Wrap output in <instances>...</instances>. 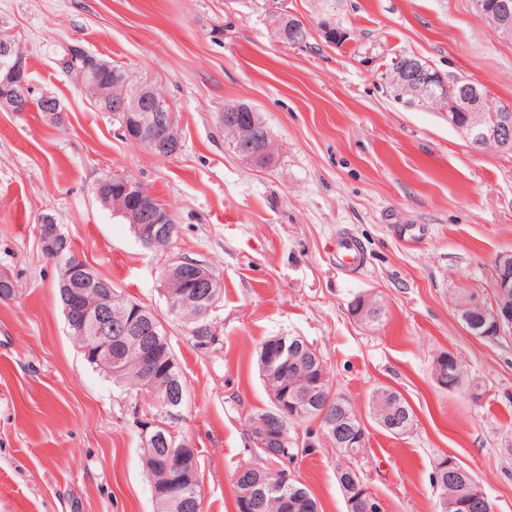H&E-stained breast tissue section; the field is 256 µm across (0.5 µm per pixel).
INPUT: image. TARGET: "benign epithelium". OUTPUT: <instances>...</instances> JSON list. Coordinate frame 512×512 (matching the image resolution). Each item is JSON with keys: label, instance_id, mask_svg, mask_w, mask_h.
Listing matches in <instances>:
<instances>
[{"label": "benign epithelium", "instance_id": "benign-epithelium-1", "mask_svg": "<svg viewBox=\"0 0 512 512\" xmlns=\"http://www.w3.org/2000/svg\"><path fill=\"white\" fill-rule=\"evenodd\" d=\"M480 13L495 14L499 24L512 20V0H475ZM402 76V84L407 93L415 95L429 87L432 82L442 79L439 72L424 69L413 58L397 54L391 59V65H381L376 69L380 79L385 81L389 71ZM26 64L22 54L16 52L10 39L0 38V108L12 112H24L29 103L32 86L23 75ZM80 83L92 90L94 100L108 105L112 111L125 117L123 131L126 137L138 144L146 145L154 151H165L172 141L169 130L172 115L160 110L166 96L149 84L135 83L132 90L115 96L112 85L100 83L95 78L81 72ZM484 98L479 86L465 81L459 86L458 102L444 110L448 115V124L464 132L469 147L479 152L493 144L498 150L512 152V114L488 119L483 107ZM238 109L225 110L224 130L230 132L229 138L235 152L243 159L257 163L271 156L270 146L257 142L255 130L260 123L259 113L252 112L247 119L237 115ZM116 212L135 224L136 237L144 245H152L158 240L173 235L174 226L169 212L139 211L121 203ZM43 252L57 257V241L63 237L61 228L56 224L40 222L37 228ZM162 283L178 280L188 283V287L176 294L163 288L169 310L182 314L193 309L199 316H207L215 308L222 293V285L207 268L206 264L185 256H173L161 273ZM492 279L496 298L490 304L475 302L484 315L490 317L498 328L499 334L512 330V254L500 255L492 269ZM65 315L72 330L89 334V347L86 357L100 365H110L118 371L125 362H136L147 386H152L159 374L157 354L152 336L157 334V320L140 311L121 322L112 320L111 309L106 297L95 303L87 301L81 289H73L68 295ZM288 350L286 339L273 341L264 349L262 373L282 374L288 368ZM327 385L324 367L318 366L315 378L308 389L288 399V391L271 393L274 408L264 416L253 420L252 439L260 444L272 443L285 446L290 441V427L300 418H309L316 424H325L331 440L340 448H362L366 438L365 424L353 416L350 403L342 396L321 401V390ZM182 405L175 403L174 392L163 389L150 391L145 402L138 407L140 414V438L145 448V464L161 473L159 480L152 484L153 498L175 509H184L189 497L188 485L199 481L197 473L190 470L181 449L191 447L188 439L180 435L176 428ZM394 430L408 432V419L397 407L383 416ZM274 481L240 494L239 512H253L258 500L274 490L279 483L288 481L283 470L269 471ZM343 490L349 503L365 508L366 512H381L378 500L355 469H350L344 478ZM488 497L481 488L473 489L467 485L460 490L458 498L452 502V508L459 512H472L487 505Z\"/></svg>", "mask_w": 512, "mask_h": 512}]
</instances>
